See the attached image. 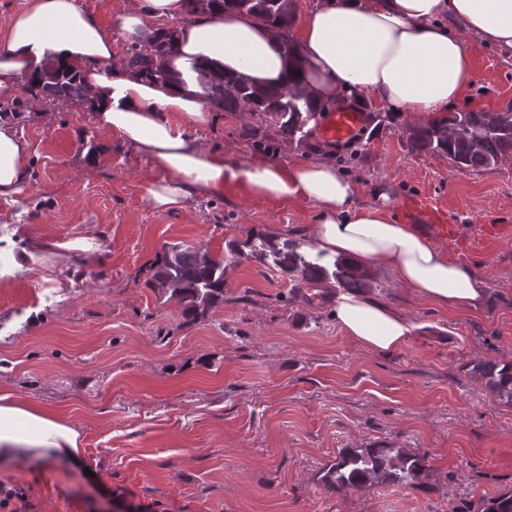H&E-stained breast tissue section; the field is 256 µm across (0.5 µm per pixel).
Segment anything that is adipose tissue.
<instances>
[{
  "mask_svg": "<svg viewBox=\"0 0 512 512\" xmlns=\"http://www.w3.org/2000/svg\"><path fill=\"white\" fill-rule=\"evenodd\" d=\"M184 0H134L122 27L145 19L177 22V51L169 61L177 78L166 84L103 68L114 56L112 33L76 0H28L5 23L0 45V99L13 98L20 76L61 61L79 68L95 104L98 128L146 157L160 181L145 191L158 210H177L197 196L241 189L265 201H300L316 207L310 252L344 258L361 270L388 272L416 296L444 309L473 310L488 288L469 265L437 248L411 225L397 221L390 197L355 203L352 180L332 165H285L256 160L242 165L203 149L196 131L215 117L195 69L207 60L245 74L262 86L302 79L318 104L370 95L395 113L436 118L457 108L475 79L466 34L512 56V0H316L302 17L298 63L282 54L276 29L235 12L184 18ZM30 146L0 119V199L14 200L29 176ZM335 318L344 334L381 355L405 347L417 329L396 307L362 292L336 294ZM79 432L42 407L0 396V456L51 464L78 458Z\"/></svg>",
  "mask_w": 512,
  "mask_h": 512,
  "instance_id": "ef3b65f1",
  "label": "adipose tissue"
}]
</instances>
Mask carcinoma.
<instances>
[{
    "instance_id": "carcinoma-1",
    "label": "carcinoma",
    "mask_w": 512,
    "mask_h": 512,
    "mask_svg": "<svg viewBox=\"0 0 512 512\" xmlns=\"http://www.w3.org/2000/svg\"><path fill=\"white\" fill-rule=\"evenodd\" d=\"M208 10H234L248 14L277 29L284 53L293 51L289 36L294 20L291 0H207ZM175 31L156 26L146 40L135 38L126 45L119 70L148 82L166 83L174 79L167 62L175 48ZM205 80L210 106L224 112H249L259 124L251 127L253 143L271 154L283 143L302 142L306 124L303 111L313 108L299 83L277 88H259L243 74L225 75L202 63L198 67ZM23 90L50 102L82 100L88 90L81 72L71 65L51 64L24 78ZM409 141L418 152L442 154L459 169L492 170L507 157L512 158V112H450L425 125L409 129ZM245 245L249 253L235 246L221 256L208 248L184 241L163 246L162 255L147 281L161 298L175 301L189 317L224 300L226 270L250 256L279 271L299 285H336L349 291L372 287L370 276L321 254L307 257L291 241L278 244L261 232L251 233ZM471 372L485 379V387L496 400L512 406V362L477 363ZM426 457L410 448L380 444L347 448L327 464L319 481L337 490L365 489L375 485L416 488L427 477ZM474 512H512V491L482 502Z\"/></svg>"
}]
</instances>
